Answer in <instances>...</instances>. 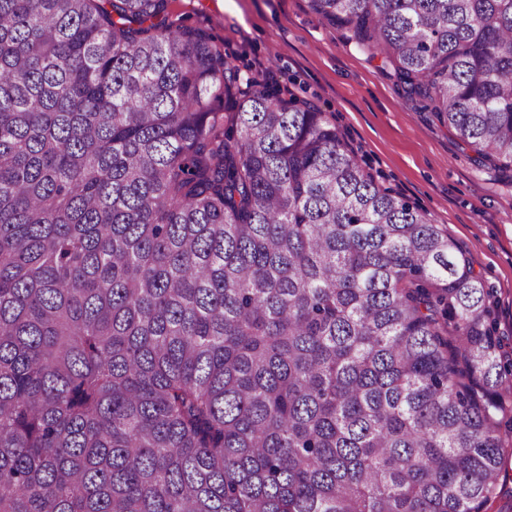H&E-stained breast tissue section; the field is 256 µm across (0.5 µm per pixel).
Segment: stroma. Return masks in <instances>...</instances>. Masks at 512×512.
Returning a JSON list of instances; mask_svg holds the SVG:
<instances>
[{
	"instance_id": "obj_1",
	"label": "stroma",
	"mask_w": 512,
	"mask_h": 512,
	"mask_svg": "<svg viewBox=\"0 0 512 512\" xmlns=\"http://www.w3.org/2000/svg\"><path fill=\"white\" fill-rule=\"evenodd\" d=\"M173 8L223 45L241 84H268L317 106L379 184L447 231L481 275L511 353L512 170L474 163L453 130L406 101L392 68L309 0H175Z\"/></svg>"
}]
</instances>
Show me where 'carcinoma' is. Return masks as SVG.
<instances>
[{"mask_svg":"<svg viewBox=\"0 0 512 512\" xmlns=\"http://www.w3.org/2000/svg\"><path fill=\"white\" fill-rule=\"evenodd\" d=\"M174 2L0 0V512H484L482 281ZM309 3L512 167V0Z\"/></svg>","mask_w":512,"mask_h":512,"instance_id":"1","label":"carcinoma"}]
</instances>
